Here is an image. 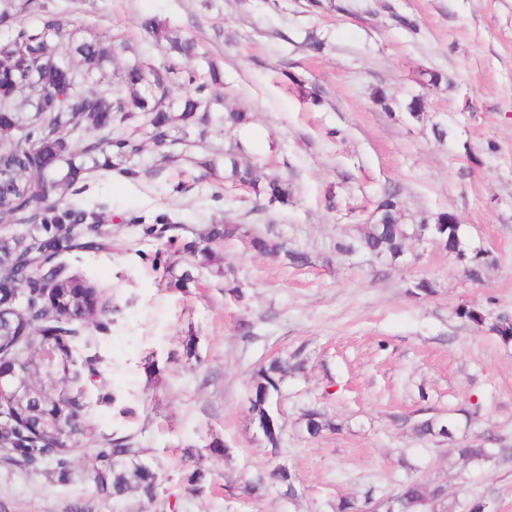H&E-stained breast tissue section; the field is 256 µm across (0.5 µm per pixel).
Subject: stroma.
<instances>
[{"label": "stroma", "mask_w": 512, "mask_h": 512, "mask_svg": "<svg viewBox=\"0 0 512 512\" xmlns=\"http://www.w3.org/2000/svg\"><path fill=\"white\" fill-rule=\"evenodd\" d=\"M41 2L66 21L55 51L71 69L86 68L73 45L114 48L104 65L112 85L134 59L162 62L148 22L194 37L196 66L220 74L212 93L249 123L230 128L213 113L207 134L185 125L184 141L166 152L138 131L126 172L83 168L55 194L104 235L102 248L65 250L59 262L120 308L96 335L102 376L83 400L100 433L136 434L144 459L166 476L158 501L99 493L94 462L80 455L63 480L1 462L0 512H332L339 498L389 493L409 476L444 483L455 512L472 497L512 512V344L454 314L461 304L512 313V0ZM399 15L416 31L399 26ZM310 31L321 51L303 48ZM421 69L441 73V83L420 86ZM377 90L394 100L393 113L375 102ZM415 97L416 118L406 110ZM437 123L448 127L445 142L432 135ZM236 145L242 160L290 181L294 204L261 213L251 192L225 182L224 152ZM389 187L403 223L459 217L486 252L480 280L429 238L410 239L399 263L338 252L356 243ZM227 221L314 262L294 267L233 240L218 247L204 289H165L166 266L184 245ZM152 224L173 225V243L144 235ZM422 280L432 293L414 294ZM228 281L244 288V301L225 296ZM291 355L304 369L283 385L273 454L250 422V375ZM311 407L336 431L310 436L302 414ZM448 415L452 438L410 429ZM478 436L507 456L485 465L453 457ZM278 464L295 474L297 496L273 486L245 499L227 486ZM194 470L205 477L198 492L183 479Z\"/></svg>", "instance_id": "35a3bbf8"}]
</instances>
